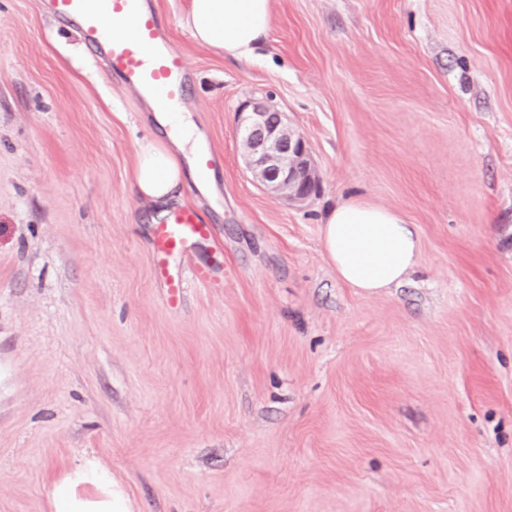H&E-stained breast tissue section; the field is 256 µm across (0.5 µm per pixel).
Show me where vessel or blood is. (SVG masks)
<instances>
[{
    "mask_svg": "<svg viewBox=\"0 0 512 512\" xmlns=\"http://www.w3.org/2000/svg\"><path fill=\"white\" fill-rule=\"evenodd\" d=\"M50 5L56 17L77 21L84 40L102 52L112 74L151 102L155 111L175 110L183 99L188 72L143 0H50ZM151 233L155 273L169 305H178L188 281L220 287L219 255L194 264L187 276L176 265L212 233L194 209L168 213Z\"/></svg>",
    "mask_w": 512,
    "mask_h": 512,
    "instance_id": "b4317fda",
    "label": "vessel or blood"
}]
</instances>
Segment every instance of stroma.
Masks as SVG:
<instances>
[{
  "mask_svg": "<svg viewBox=\"0 0 512 512\" xmlns=\"http://www.w3.org/2000/svg\"><path fill=\"white\" fill-rule=\"evenodd\" d=\"M214 152L178 204L224 286L169 307L133 186L149 106L41 0H0V512H51L84 458L134 512H512V0H273L253 57L148 0ZM309 142L291 203L245 171L238 111ZM399 213L397 287L345 286L329 209Z\"/></svg>",
  "mask_w": 512,
  "mask_h": 512,
  "instance_id": "obj_1",
  "label": "stroma"
}]
</instances>
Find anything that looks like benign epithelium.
<instances>
[{
  "label": "benign epithelium",
  "mask_w": 512,
  "mask_h": 512,
  "mask_svg": "<svg viewBox=\"0 0 512 512\" xmlns=\"http://www.w3.org/2000/svg\"><path fill=\"white\" fill-rule=\"evenodd\" d=\"M238 120L243 161L253 178L276 197L307 199L317 180L306 137L266 102L238 112Z\"/></svg>",
  "instance_id": "benign-epithelium-1"
}]
</instances>
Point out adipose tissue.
Listing matches in <instances>:
<instances>
[{
    "instance_id": "1",
    "label": "adipose tissue",
    "mask_w": 512,
    "mask_h": 512,
    "mask_svg": "<svg viewBox=\"0 0 512 512\" xmlns=\"http://www.w3.org/2000/svg\"><path fill=\"white\" fill-rule=\"evenodd\" d=\"M272 19V0H191L183 24L199 44L247 59L267 37ZM156 122L177 124L180 132L136 149V193L154 205L179 194L187 181L188 152L198 141L196 127L184 115H160ZM322 245L338 279L365 292L400 283L416 265L421 247L415 225L397 212L355 201L340 202L327 212ZM47 496L51 512H132L111 470L89 458L54 479Z\"/></svg>"
}]
</instances>
